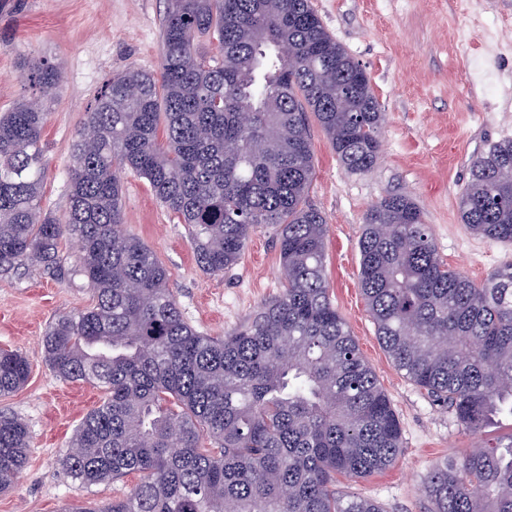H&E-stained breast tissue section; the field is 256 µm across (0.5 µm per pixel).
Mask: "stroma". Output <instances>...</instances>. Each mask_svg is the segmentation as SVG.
I'll return each instance as SVG.
<instances>
[{"mask_svg": "<svg viewBox=\"0 0 512 512\" xmlns=\"http://www.w3.org/2000/svg\"><path fill=\"white\" fill-rule=\"evenodd\" d=\"M325 28L371 77L385 114L383 150L366 174L346 171L318 124H311L315 175L308 201L327 218L330 295L389 395L402 428V448L384 472L341 481L351 495L385 512H427L425 478L433 467L463 456L482 438L512 432L502 418L477 435L446 405L398 371L384 352L358 287V240L364 215L388 193L411 196L430 224L449 268L482 281L512 261V244L475 236L461 223L458 202L472 159L512 138V0H311ZM166 0H0V112L23 94L20 63L30 54L58 62L62 84L51 99L45 130L48 171L43 205L66 209L71 146L85 107L113 76L157 70ZM124 221L170 271L168 286L185 317L220 337L281 289L272 230L257 233L241 260L219 275L202 272L177 214L148 182L122 174ZM79 279L24 263L0 276V348L30 363L27 383L0 397V411L22 418L33 439L14 488L0 492V512H59L66 503L104 504L138 482L91 488L72 479L62 458L83 417L103 394L64 381L46 366L42 340L53 317L88 306Z\"/></svg>", "mask_w": 512, "mask_h": 512, "instance_id": "stroma-1", "label": "stroma"}]
</instances>
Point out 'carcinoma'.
Returning <instances> with one entry per match:
<instances>
[{"instance_id":"1","label":"carcinoma","mask_w":512,"mask_h":512,"mask_svg":"<svg viewBox=\"0 0 512 512\" xmlns=\"http://www.w3.org/2000/svg\"><path fill=\"white\" fill-rule=\"evenodd\" d=\"M202 37L216 54L198 52ZM22 78L58 88L61 66L31 57ZM48 109L24 95L0 114V273L31 262L92 290L42 341L57 377L104 393L62 463L88 487L141 474L101 509L61 512H383L336 488L339 476L390 467L402 432L330 299L326 217L307 194L308 115L348 171L367 173L384 113L309 0H168L158 72L112 77L84 113L61 217L42 206ZM126 170L180 217L207 274L273 229L280 294L222 338L198 330L167 267L124 228ZM459 217L475 236L512 243V139L472 160ZM64 238L80 245L68 267ZM358 252V286L397 370L473 433L512 418V263L479 283L449 269L417 204L396 193L367 209ZM29 369L1 348L0 397ZM30 440L23 419L0 412V492ZM426 489L429 512H512V434L436 466Z\"/></svg>"}]
</instances>
